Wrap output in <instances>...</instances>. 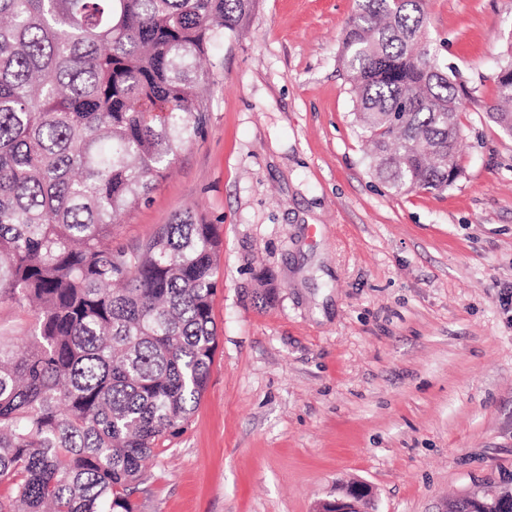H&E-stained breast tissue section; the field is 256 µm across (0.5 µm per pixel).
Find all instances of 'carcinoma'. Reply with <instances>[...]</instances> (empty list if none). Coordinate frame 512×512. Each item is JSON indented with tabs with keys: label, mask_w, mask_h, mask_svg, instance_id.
I'll list each match as a JSON object with an SVG mask.
<instances>
[{
	"label": "carcinoma",
	"mask_w": 512,
	"mask_h": 512,
	"mask_svg": "<svg viewBox=\"0 0 512 512\" xmlns=\"http://www.w3.org/2000/svg\"><path fill=\"white\" fill-rule=\"evenodd\" d=\"M255 0H0V512H136L130 487L188 424L217 334L221 239L197 210L112 245L209 120L224 32ZM423 0H357L339 62L373 175L398 194L462 174V101L421 47ZM488 118L512 133V82ZM32 318L26 309L11 304L0 302V336L4 342L11 339L20 342L24 336H28Z\"/></svg>",
	"instance_id": "carcinoma-1"
}]
</instances>
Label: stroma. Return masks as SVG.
Segmentation results:
<instances>
[{
	"label": "stroma",
	"instance_id": "35a3bbf8",
	"mask_svg": "<svg viewBox=\"0 0 512 512\" xmlns=\"http://www.w3.org/2000/svg\"><path fill=\"white\" fill-rule=\"evenodd\" d=\"M356 0H256L215 58L209 121L115 230L132 248L196 209L222 245L203 397L137 512H445L512 491V136L488 117L512 0H427L425 40L465 92L462 176L375 178L338 64ZM269 275L272 304L255 298ZM374 497L373 487L356 481L336 487V497L322 501L317 512H361V505Z\"/></svg>",
	"mask_w": 512,
	"mask_h": 512
}]
</instances>
